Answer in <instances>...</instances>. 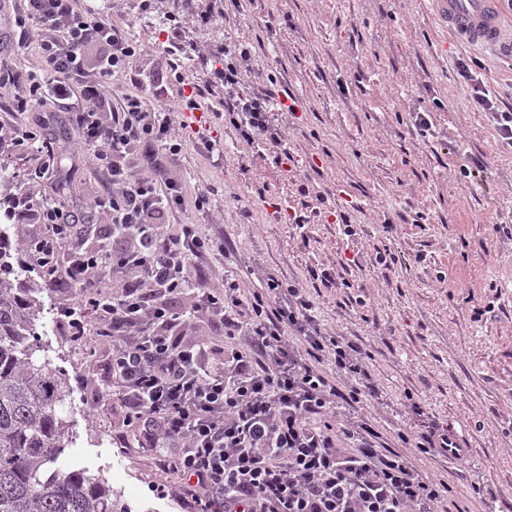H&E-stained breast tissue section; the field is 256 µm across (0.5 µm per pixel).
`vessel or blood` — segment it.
<instances>
[{
	"mask_svg": "<svg viewBox=\"0 0 512 512\" xmlns=\"http://www.w3.org/2000/svg\"><path fill=\"white\" fill-rule=\"evenodd\" d=\"M441 30L467 44L496 45L504 32L501 0H428Z\"/></svg>",
	"mask_w": 512,
	"mask_h": 512,
	"instance_id": "obj_1",
	"label": "vessel or blood"
}]
</instances>
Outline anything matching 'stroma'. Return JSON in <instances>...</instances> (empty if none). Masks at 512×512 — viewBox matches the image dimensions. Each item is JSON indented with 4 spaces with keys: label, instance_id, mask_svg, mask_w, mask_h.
Returning a JSON list of instances; mask_svg holds the SVG:
<instances>
[{
    "label": "stroma",
    "instance_id": "obj_1",
    "mask_svg": "<svg viewBox=\"0 0 512 512\" xmlns=\"http://www.w3.org/2000/svg\"><path fill=\"white\" fill-rule=\"evenodd\" d=\"M76 0L104 9L142 46L134 68L141 89L182 86L170 73L173 32L196 46L200 59L182 61L187 81L206 85L203 106L220 108L223 86H207L206 59L224 44L247 46L252 56L244 84L259 88L275 60L280 89L303 101L293 114L277 113L292 157L248 146L228 125L213 134L223 149L186 143L162 160L166 179L180 184L185 203L172 223L198 224L202 235L224 238V256L199 262L202 278L231 274L242 288L258 287L269 271L300 284L322 332L353 342L379 387L364 409L389 446L398 431L439 424L457 433L462 460H419L448 483L449 507L465 512H512V147L504 146L485 113L470 103V86L457 62L481 61L480 75L512 108V57L503 48L463 44L435 26L427 0H241L240 10L202 25L182 0ZM23 0H0V64L15 71L39 67L36 48L14 52L10 18ZM19 88L0 83V123L36 125L43 137L66 124L42 107L12 108ZM431 124L422 135L417 116ZM57 171L28 182L35 157L0 143V195L32 193L86 212L90 243L111 242L103 213H87L107 187L92 154L73 140L54 141ZM486 166L466 175L473 158ZM216 189L210 210L195 211L198 188ZM355 224L325 218V208ZM306 216L304 226L287 214ZM390 251L395 262L378 264ZM335 272L336 285L312 279ZM66 292H45L38 321L39 360L62 372L71 395L61 412L77 438L60 466L105 478L134 512H187L172 478L139 452L120 428L109 396L107 356L89 375L81 347L58 313ZM419 403L415 415L411 403Z\"/></svg>",
    "mask_w": 512,
    "mask_h": 512
}]
</instances>
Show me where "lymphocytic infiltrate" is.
<instances>
[{"label": "lymphocytic infiltrate", "instance_id": "f902f5d3", "mask_svg": "<svg viewBox=\"0 0 512 512\" xmlns=\"http://www.w3.org/2000/svg\"><path fill=\"white\" fill-rule=\"evenodd\" d=\"M25 2L10 21L14 48L37 46L39 68L0 71V80L23 86L15 110L50 99L64 112L77 146L93 153L109 182L90 208L111 216L119 241L84 247L55 208L25 195L20 216L37 215L44 226L28 249L47 270V286L68 292L61 314L74 341L88 358L107 352L123 427L173 476L191 512H448L447 483L411 460L460 456L447 428L401 431L402 450L387 448L365 420L340 411L375 397L377 387L352 342L321 332L298 284L270 272L248 291L232 278L201 280L199 259L223 251V240L202 237L194 224L162 232L184 197L157 159L181 152L182 114L198 110L200 89L175 107L159 92L112 99L115 75L140 81L131 71L138 41L74 0ZM89 46L101 50L91 74ZM222 57L210 81L224 87L225 121L248 144L287 155L271 119L280 109L276 67L266 68L268 90L255 93L243 88L250 49L230 44ZM0 140L39 157L35 178L51 177L54 148L38 129L0 128ZM186 294L189 306L175 308ZM194 322L210 335L186 341Z\"/></svg>", "mask_w": 512, "mask_h": 512}]
</instances>
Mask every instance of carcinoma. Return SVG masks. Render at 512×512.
Wrapping results in <instances>:
<instances>
[{
	"mask_svg": "<svg viewBox=\"0 0 512 512\" xmlns=\"http://www.w3.org/2000/svg\"><path fill=\"white\" fill-rule=\"evenodd\" d=\"M43 291L15 276L0 236V512H132L104 478L57 466L74 431L66 380L34 357Z\"/></svg>",
	"mask_w": 512,
	"mask_h": 512,
	"instance_id": "obj_1",
	"label": "carcinoma"
}]
</instances>
